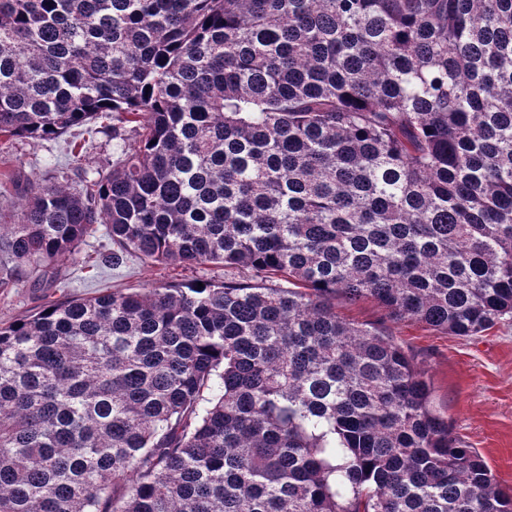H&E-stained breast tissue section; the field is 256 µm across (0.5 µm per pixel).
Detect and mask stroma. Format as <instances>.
<instances>
[{"mask_svg": "<svg viewBox=\"0 0 512 512\" xmlns=\"http://www.w3.org/2000/svg\"><path fill=\"white\" fill-rule=\"evenodd\" d=\"M133 143L128 126L93 133L73 129L51 140L16 139L0 143V210H16L19 200L5 172L20 168L40 181L81 190L84 178L108 168L116 157L117 138ZM112 241L98 230L79 253L60 262L62 276L53 287L28 282L0 290V322L36 312L49 300L97 296L108 288H176L198 281H220L224 268L161 265L136 255L118 268L99 264ZM393 340L414 355L432 382L433 404L452 422L462 446L476 449L499 485L512 492V319L470 337L451 336L423 324L403 320L389 324Z\"/></svg>", "mask_w": 512, "mask_h": 512, "instance_id": "1", "label": "stroma"}]
</instances>
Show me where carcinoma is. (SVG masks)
I'll use <instances>...</instances> for the list:
<instances>
[{
    "instance_id": "cac0c4a2",
    "label": "carcinoma",
    "mask_w": 512,
    "mask_h": 512,
    "mask_svg": "<svg viewBox=\"0 0 512 512\" xmlns=\"http://www.w3.org/2000/svg\"><path fill=\"white\" fill-rule=\"evenodd\" d=\"M99 118L136 140L83 190L11 175L0 289L100 225L105 266L251 279L0 326V512H512L335 305L512 319V0H0V141Z\"/></svg>"
}]
</instances>
